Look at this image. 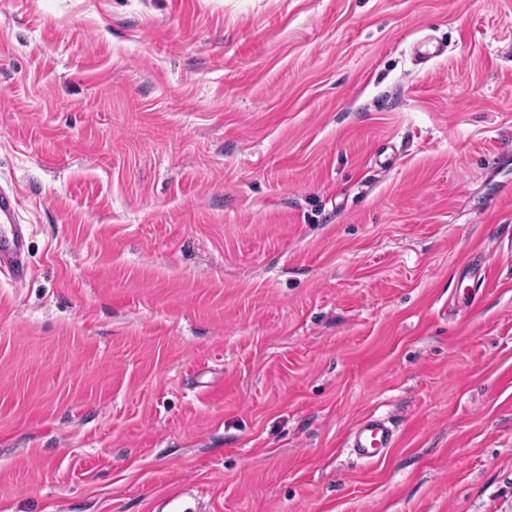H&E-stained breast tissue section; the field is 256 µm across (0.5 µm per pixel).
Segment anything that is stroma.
Wrapping results in <instances>:
<instances>
[{"label":"stroma","mask_w":512,"mask_h":512,"mask_svg":"<svg viewBox=\"0 0 512 512\" xmlns=\"http://www.w3.org/2000/svg\"><path fill=\"white\" fill-rule=\"evenodd\" d=\"M1 187L0 512H512V0H0ZM19 200L13 191L0 189V273L20 279L26 267L25 232L18 224ZM396 442V433L388 421L374 415L366 416L353 429L349 438L352 451L366 461L384 458Z\"/></svg>","instance_id":"35a3bbf8"}]
</instances>
